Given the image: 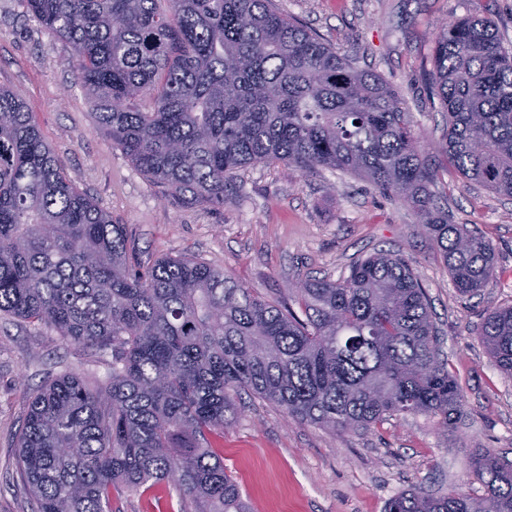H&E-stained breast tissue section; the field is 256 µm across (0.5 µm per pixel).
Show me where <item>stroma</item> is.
Returning <instances> with one entry per match:
<instances>
[{
  "label": "stroma",
  "instance_id": "35a3bbf8",
  "mask_svg": "<svg viewBox=\"0 0 512 512\" xmlns=\"http://www.w3.org/2000/svg\"><path fill=\"white\" fill-rule=\"evenodd\" d=\"M362 69L380 74L406 100L415 130L440 154L446 118L428 90L437 24L490 18L512 47V0H273ZM0 85L33 112L64 174L127 227L142 265L191 255L222 269L268 301L291 283L339 279L373 251L401 254L418 269L440 330L441 349L463 391L456 430L439 433L424 416L392 417L365 432L333 433L245 400L213 447L253 512H384L408 489L457 485L481 497L469 469L476 449L512 460V377L488 356L476 327L485 312L512 305V198L467 183L439 166L432 186L453 221L493 244L503 276L461 296L415 211L367 182L335 170L299 173L273 164L237 170L224 207L186 205L140 173L96 129L94 107L68 62L65 44L26 11L0 0ZM71 372L103 384L110 367L93 349L44 326L0 316V512H32L17 476V438L30 394Z\"/></svg>",
  "mask_w": 512,
  "mask_h": 512
}]
</instances>
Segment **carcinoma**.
<instances>
[{
	"label": "carcinoma",
	"mask_w": 512,
	"mask_h": 512,
	"mask_svg": "<svg viewBox=\"0 0 512 512\" xmlns=\"http://www.w3.org/2000/svg\"><path fill=\"white\" fill-rule=\"evenodd\" d=\"M25 3L69 48L98 130L167 196L222 207L248 165L338 170L419 215L460 294L503 274L493 244L438 205L398 92L271 0ZM431 94L446 162L512 197V50L492 21L438 27ZM290 292L299 315L195 257L135 261L126 225L65 177L33 112L0 86V314L111 357L108 386L65 373L30 399L19 474L35 512H121V489L158 504L170 484L177 512H252L208 440L243 393L339 433L400 415L443 433L461 420L464 395L409 260L373 253ZM476 331L512 375V306ZM471 469L484 497L407 490L385 512H484L489 499L512 512V462L479 450Z\"/></svg>",
	"instance_id": "obj_1"
}]
</instances>
